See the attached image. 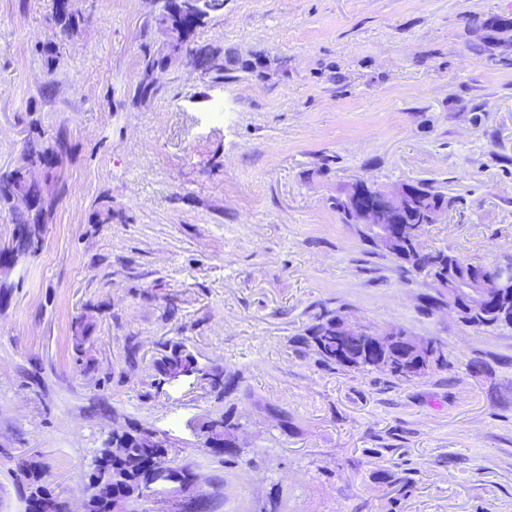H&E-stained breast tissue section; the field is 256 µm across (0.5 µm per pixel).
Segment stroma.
Masks as SVG:
<instances>
[{"instance_id":"1","label":"stroma","mask_w":512,"mask_h":512,"mask_svg":"<svg viewBox=\"0 0 512 512\" xmlns=\"http://www.w3.org/2000/svg\"><path fill=\"white\" fill-rule=\"evenodd\" d=\"M72 9L64 33L55 0H0V172L29 138L65 149L31 173L56 201L37 252L14 255L22 227L0 208V512H24L27 458L80 506L130 422L198 474L137 512H512V331L464 325L331 203L357 178L425 179L458 198L425 246L512 255V0H224L195 41L263 75L217 84L180 62L137 107L141 45L162 38L150 0ZM325 309L445 361L409 380L326 366L296 342ZM172 341L235 375L237 462L189 426L206 389L155 385ZM408 337H410V342L414 348V352L417 358V366L422 367L427 371L436 360L439 362L442 360V354L438 347L437 358L435 359L434 344L432 341L424 340L415 336H409L407 334L405 338Z\"/></svg>"}]
</instances>
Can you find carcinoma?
I'll list each match as a JSON object with an SVG mask.
<instances>
[{
    "instance_id": "cac0c4a2",
    "label": "carcinoma",
    "mask_w": 512,
    "mask_h": 512,
    "mask_svg": "<svg viewBox=\"0 0 512 512\" xmlns=\"http://www.w3.org/2000/svg\"><path fill=\"white\" fill-rule=\"evenodd\" d=\"M201 21L195 25L184 26L176 21L169 12H164L165 4H160L151 18L163 35V40L156 45L144 44L139 58L140 78L133 89L132 104H141L155 95L159 87L147 80V74L167 68L179 56L207 64L211 80L217 84L229 78L233 60L224 56L221 50L200 45L194 40L195 31L204 26L215 16L219 6L211 0H197ZM55 20L61 31H68L76 22L75 15L67 12L64 0H56ZM62 153L52 147H45L35 141H28L20 157V165L11 171L0 174V206H5L12 213L17 224H40L51 213L54 200L46 201L36 184L27 181L26 173L34 168L52 167ZM417 192L412 211L404 217L402 223H418L421 213L436 205L452 208L457 197L447 195L426 180L411 184ZM400 262V269L407 273H426L436 264L446 266L448 275L461 280L477 277L481 265L458 261L457 257L443 250H426L422 243L404 242L401 250L392 254ZM512 305V290H508L496 307L483 311L480 318L472 314V307L467 299H461L457 313L466 325L477 328L512 329V320L502 318V308ZM338 314L326 311L316 317V323L307 329V335L298 342L311 349L326 366L339 365L359 371L376 369L378 352L362 341L343 336L328 335V326L336 322ZM194 367L200 384L207 388L217 403H224L237 390L234 377L224 371V367L211 364H199L195 355L182 343L169 345V352L155 363L158 382L166 381L167 376L177 370ZM235 405L214 411L202 417L195 426L197 436L203 441L228 440L231 434L242 428ZM166 440L152 428L133 422L128 427L112 431L103 446L96 450L87 474L86 512H108L107 504L116 498L138 499L151 480V470L139 466V461L154 458L161 465L168 467L173 475V482L185 490L197 481L198 475L189 465L173 466L165 448ZM21 473L29 484V494L25 498V512H37L40 503L53 501V512H69L68 500L59 495L46 492L42 484L43 473L40 464L34 460L22 463Z\"/></svg>"
}]
</instances>
